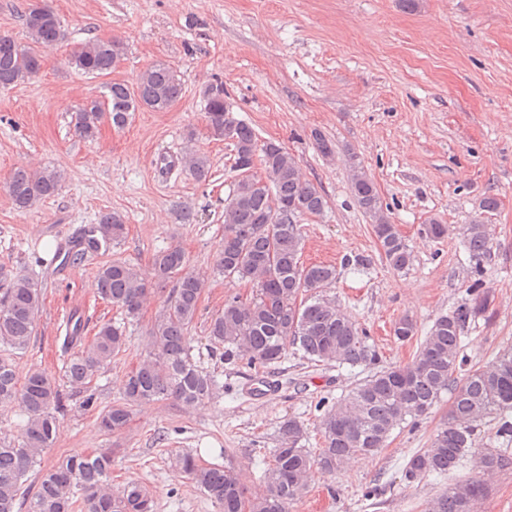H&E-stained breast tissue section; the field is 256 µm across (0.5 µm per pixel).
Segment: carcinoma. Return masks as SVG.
Returning <instances> with one entry per match:
<instances>
[{"mask_svg":"<svg viewBox=\"0 0 512 512\" xmlns=\"http://www.w3.org/2000/svg\"><path fill=\"white\" fill-rule=\"evenodd\" d=\"M23 24L28 38L25 44L0 35V88L38 73L43 52L64 39L61 22L47 5L29 7ZM124 54L122 40L92 38L72 49L69 63L84 74L103 76L117 68ZM216 85L215 91L204 96L208 128L212 138L230 140L232 169L240 179L224 206V238L215 267L224 277L246 280L252 288L249 295L224 302L222 313L210 320L208 336L221 349L224 360L245 359L258 369L281 362L290 348L313 363L377 365L379 353L369 344L368 336L327 295L336 280V267L301 261L299 222L323 214V194L303 180L296 160L282 145L259 142L251 126L225 111L224 84L218 81ZM182 94L176 71L159 61L140 72L132 84L112 82L106 99L91 98L79 105L74 111V127L81 137L92 139L102 124L121 128L131 112H165ZM184 163L197 179H207L205 155L190 147ZM352 169L354 197L372 218L382 257L397 271L408 269L411 252L385 215L374 182L360 165L355 163ZM62 180L63 173L55 168L34 171L20 167L11 173L7 192L15 208L24 212L54 195ZM286 206L292 207V220H277L279 210ZM125 230L122 215L106 213L98 223L84 228L81 241L67 258L80 263L87 255L121 240ZM462 233L471 260L480 263L492 245L487 225L476 219L464 225ZM154 268L157 280L172 281L174 286L155 315L148 351L127 375L123 398L98 416L100 427L108 432L124 428L133 407L143 401L172 400L191 408L214 399L219 392L214 377L193 358L188 336L204 279L188 268V258L178 246L159 252ZM95 283L98 297L121 309L127 321L139 319L149 288L134 267L106 262L98 268ZM467 295L463 304L435 320L418 342L410 363L374 371L324 412L318 429L320 447H304L307 435L301 422L289 418L281 423L278 447L270 452L265 470L267 491L263 496L245 495L229 461L222 466L202 464L185 453L177 457V464L220 512H290L304 494L313 468L331 474L352 457L380 453L394 429L427 414L448 391L454 374L467 365L462 356L463 330L489 307L488 292L469 288ZM42 301V285L27 274L15 275L0 293V404H17L27 416L22 439L0 437V512H152V498L139 481L131 479L121 489L112 490L110 449L70 455L39 471L34 488L25 486L54 443L57 414L63 409V396L52 375L34 370L23 385L15 380L16 358L35 335ZM415 334L416 326L407 317L394 327V335L402 342L412 340ZM125 345L120 325L102 323L89 338L81 316L67 317L63 373L70 385L85 390L83 406L96 404L90 384ZM492 416L499 421V436L512 437V348L467 370L454 390L447 425L428 448L409 459L405 480L414 483L429 474L452 475L470 456L485 475L512 469L511 449L476 447L481 422ZM487 496L483 479L458 480L428 501L427 512H476Z\"/></svg>","mask_w":512,"mask_h":512,"instance_id":"1","label":"carcinoma"}]
</instances>
